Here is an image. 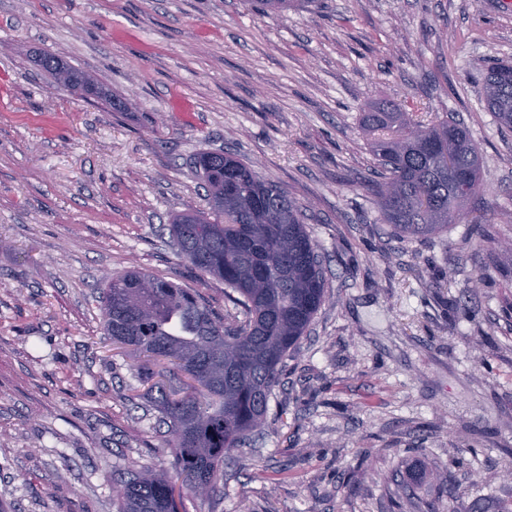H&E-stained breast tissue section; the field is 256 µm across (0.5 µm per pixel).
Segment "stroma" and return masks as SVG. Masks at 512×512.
<instances>
[{"mask_svg":"<svg viewBox=\"0 0 512 512\" xmlns=\"http://www.w3.org/2000/svg\"><path fill=\"white\" fill-rule=\"evenodd\" d=\"M45 52L116 105L62 90ZM508 57L499 0H0V500L115 512L113 469L172 466L101 297L137 268L233 314L169 233L222 151L302 207L329 298L217 496L181 512H512V131L481 96ZM404 99L464 123L484 184L412 240L380 223L359 134Z\"/></svg>","mask_w":512,"mask_h":512,"instance_id":"stroma-1","label":"stroma"}]
</instances>
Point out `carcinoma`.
I'll list each match as a JSON object with an SVG mask.
<instances>
[{
  "label": "carcinoma",
  "mask_w": 512,
  "mask_h": 512,
  "mask_svg": "<svg viewBox=\"0 0 512 512\" xmlns=\"http://www.w3.org/2000/svg\"><path fill=\"white\" fill-rule=\"evenodd\" d=\"M260 2L278 13L301 5ZM39 63L63 90L94 92L90 77L61 56L45 53ZM482 96L500 127L512 130L511 60L486 69ZM417 110L408 100L384 102L369 106L360 123L381 168L374 186L379 220L402 239L448 231L470 201L456 192V180L482 182L467 128L452 119L425 124ZM195 168L208 209L175 216L172 238L188 263L224 283L236 315L226 322L198 292L136 269L105 288L104 334L190 379L151 396L174 448V468L112 478L117 512H179L178 485L197 497L216 492L224 458L263 427L279 366L327 300L321 255L296 202L231 154L203 152ZM141 279L151 283L149 292L137 287Z\"/></svg>",
  "instance_id": "obj_1"
}]
</instances>
